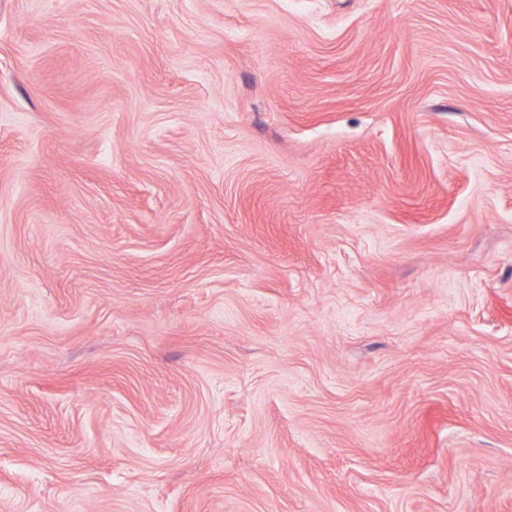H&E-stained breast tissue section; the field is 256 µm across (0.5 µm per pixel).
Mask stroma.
<instances>
[{
    "mask_svg": "<svg viewBox=\"0 0 512 512\" xmlns=\"http://www.w3.org/2000/svg\"><path fill=\"white\" fill-rule=\"evenodd\" d=\"M0 512H512V0H0Z\"/></svg>",
    "mask_w": 512,
    "mask_h": 512,
    "instance_id": "stroma-1",
    "label": "stroma"
}]
</instances>
